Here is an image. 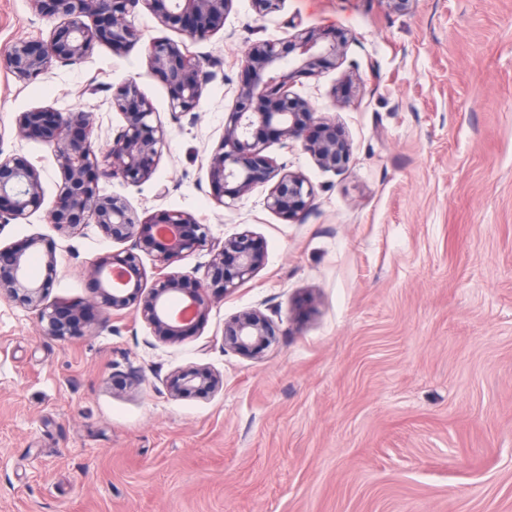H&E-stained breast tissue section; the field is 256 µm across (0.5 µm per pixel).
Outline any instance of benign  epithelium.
Listing matches in <instances>:
<instances>
[{
    "mask_svg": "<svg viewBox=\"0 0 512 512\" xmlns=\"http://www.w3.org/2000/svg\"><path fill=\"white\" fill-rule=\"evenodd\" d=\"M234 0H31L33 9L57 19L40 40H19L0 55V68L18 79L31 81L53 64H70L91 55L104 43L121 49L137 31L132 18L148 11L169 27L195 40H205L224 28V17ZM346 36L329 35L317 28L302 29L278 42L258 41L247 50L243 68L247 79L240 86L224 134L207 159L213 200L236 199L258 185L271 184L266 206L288 221L300 220L314 197L313 186L301 174L284 171L264 154L266 143L259 130H272L276 138L301 144L326 171L341 173L350 162V148L336 123L317 115L308 101L290 91L294 79L336 68ZM148 69L163 74L171 87L169 107L179 119L199 104L206 77L198 59L186 55L179 44L155 39L149 45ZM112 108L124 120L112 142L101 148L93 139L95 113L80 107L60 111L39 106L15 116L19 137H37L51 146L59 174L48 223L62 234L83 224L98 225L115 242L133 241V248L97 258L88 274L95 285L89 304H44L55 270L54 245L41 236L0 246V294L38 310L51 336H78L116 312L136 305L142 318L162 341H179L207 321L214 292L224 296L250 280L265 258L263 241L249 231L215 242L209 228L187 211L170 210L138 219L126 200L100 193L99 176L117 178L137 186L150 180L164 145V130L139 86L129 81L112 92ZM45 202L42 172L23 156H0V223L26 220ZM206 249L211 258L206 281L188 285L171 267ZM153 257L158 277L146 288V271L138 252ZM39 258L45 276L29 273ZM122 285L113 287L114 275ZM274 322L257 309L243 310L224 322V348L246 356L261 354L275 339ZM220 378L206 368L176 376L172 392L190 397L215 391Z\"/></svg>",
    "mask_w": 512,
    "mask_h": 512,
    "instance_id": "benign-epithelium-1",
    "label": "benign epithelium"
}]
</instances>
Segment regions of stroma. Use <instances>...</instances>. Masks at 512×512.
<instances>
[{
    "mask_svg": "<svg viewBox=\"0 0 512 512\" xmlns=\"http://www.w3.org/2000/svg\"><path fill=\"white\" fill-rule=\"evenodd\" d=\"M30 0H0V53L47 35ZM126 50L97 45L33 82L0 69V152L44 172L54 157L13 131L52 105L96 116L110 143L113 90L136 81L165 131L153 178L100 179L139 217L184 210L213 240L260 237L265 262L216 298L197 335L160 341L131 310L80 336L47 335L36 310L0 295V512H512V0H235L196 41L137 13ZM317 27L347 32L336 68L293 93L336 122L349 167L319 168L270 141L314 199L297 223L267 186L217 206L205 158L246 79L256 41ZM199 58L194 117L173 119L151 39ZM54 241L48 302L85 303L97 257L123 250L97 225L66 237L37 212L0 226L8 245ZM256 308L279 329L259 356L225 349L224 322ZM207 367L217 391L179 398L174 373Z\"/></svg>",
    "mask_w": 512,
    "mask_h": 512,
    "instance_id": "stroma-1",
    "label": "stroma"
}]
</instances>
